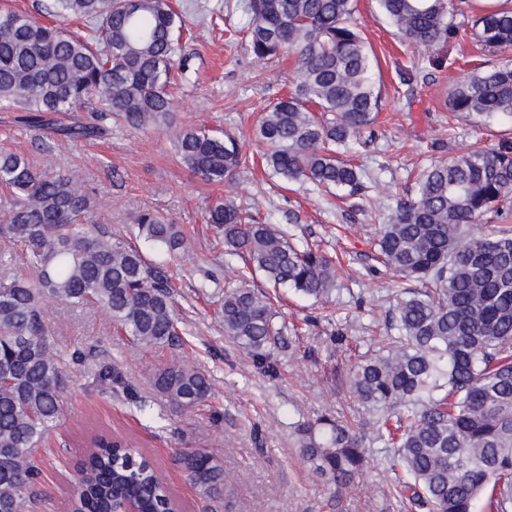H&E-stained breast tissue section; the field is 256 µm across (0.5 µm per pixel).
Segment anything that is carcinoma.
<instances>
[{"label": "carcinoma", "mask_w": 512, "mask_h": 512, "mask_svg": "<svg viewBox=\"0 0 512 512\" xmlns=\"http://www.w3.org/2000/svg\"><path fill=\"white\" fill-rule=\"evenodd\" d=\"M404 41L435 49L460 34L455 18L473 0H378ZM244 33L258 60L294 58L292 92L261 118L268 170L348 196L362 192L361 169L337 156L373 133L381 98L372 57L358 29L355 0H243ZM62 20L95 22L94 36L42 24L15 9L0 11V110L20 112L30 127L71 140L103 132L74 112L98 113L132 131L174 134L180 161L205 182H230L246 164L239 142L204 127L176 124L169 87L187 72L182 15L172 0H52ZM472 35L499 62L452 84L445 104L468 118L512 120V5L472 19ZM91 201L70 171L43 173L27 157L0 153V239L22 249L33 276L0 277V512H29L42 502L34 450L62 417L67 367L85 357L63 353L49 335L46 303L93 307L144 347L176 357L158 367L153 387L177 409L212 398L209 378L185 358L174 288L189 240L162 214L134 218L140 235L169 262L105 227L85 223ZM512 209V139L479 147L424 170L415 197L397 204L376 240L381 263L417 283L397 303L398 335L352 368L350 385L382 411L352 427L322 417L300 429V446L316 475L346 489L366 462L367 438L393 452L385 470L393 490L426 512H512V230L468 237L464 227ZM224 254L316 299L337 291L336 263L288 231L231 200L208 210ZM224 335L269 374L281 344L271 295L246 287L219 295ZM104 365L100 387L120 384ZM129 444L96 437L82 464L76 512H170L157 471ZM174 464L210 502L233 477L205 448L176 452Z\"/></svg>", "instance_id": "carcinoma-1"}]
</instances>
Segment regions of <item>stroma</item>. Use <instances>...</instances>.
Returning <instances> with one entry per match:
<instances>
[{"label":"stroma","mask_w":512,"mask_h":512,"mask_svg":"<svg viewBox=\"0 0 512 512\" xmlns=\"http://www.w3.org/2000/svg\"><path fill=\"white\" fill-rule=\"evenodd\" d=\"M176 2L189 58L185 80L173 89L177 123L203 124L240 141L248 164L232 182L199 180L178 162L165 133H134L111 123L93 140L50 141L16 122L13 113L0 111V151L23 154L47 172L76 171L92 201L90 223L125 237L135 231L140 211L157 210L190 236L193 251L181 260L175 309L189 334L185 352L213 388L207 405L173 408L151 382L154 369L168 360V349L138 346L98 310L50 304L49 331L59 348H81L87 357L72 366L64 418L36 454L43 493L37 512H73L72 489L95 435L125 438L148 457L184 512H211L172 463L184 448L211 450L234 474L220 512H413L408 501L388 492L390 477L383 468L388 451L381 444H369L366 468L339 494L300 456L297 426L325 415L355 427L372 419V408L349 386L350 370L371 338L385 335L401 286L377 260L375 234L398 201L414 195L418 170L460 156L477 141L491 146L512 139L511 121L490 117L473 124L444 104L452 82L492 58L471 38L451 39L433 51L401 43L377 0H358L355 17L375 57L381 111L373 135H361L346 154L362 168L366 191L342 199L264 170L266 147L257 136L258 124L290 92L291 60L253 58L244 45L247 17L237 0ZM218 198L256 209L267 223L320 243L340 260V292L332 303L278 288L284 342L274 351L273 377L225 336L213 293L199 288L205 268L224 289L270 288L264 279L243 282L229 271L224 246L205 222L208 204ZM107 360L148 401L150 416L125 397L91 387L98 364Z\"/></svg>","instance_id":"35a3bbf8"}]
</instances>
